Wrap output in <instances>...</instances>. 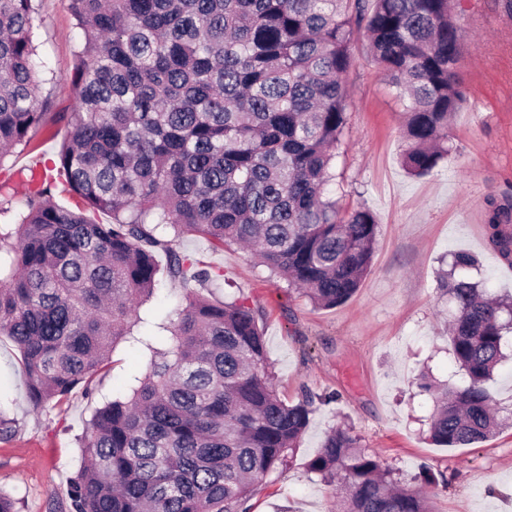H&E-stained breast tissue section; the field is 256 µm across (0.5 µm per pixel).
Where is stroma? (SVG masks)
I'll return each mask as SVG.
<instances>
[{
  "label": "stroma",
  "instance_id": "stroma-1",
  "mask_svg": "<svg viewBox=\"0 0 512 512\" xmlns=\"http://www.w3.org/2000/svg\"><path fill=\"white\" fill-rule=\"evenodd\" d=\"M33 24L42 93L57 110L70 109V75L82 40L68 0H37ZM456 22L466 33L457 71L465 102L450 127V151L436 170L413 177L401 164L403 105L358 37L345 82L350 107L329 195L370 210L380 224L371 268L355 294L332 309L313 307L287 281L238 246L211 250L188 237L178 251L224 273L213 291L244 298L259 312L279 396L337 394L317 405L294 457L258 486L251 512H336V495L307 472L326 434L352 426L363 447L376 452L414 485L420 466L442 480L430 486L435 512H512V359L496 368L489 390L503 428L467 448H436L426 440L433 404L418 387L422 372L462 384L449 353L448 322L455 312L440 278L452 253L476 255L467 278L485 280L497 294L512 293V266L489 246L485 200L512 201V0H458ZM185 291L174 280L160 285L141 309L154 323L175 318ZM149 355L118 344L98 375L97 391L74 389L59 406L33 408L27 376L11 341L0 336V414L15 434L0 441V491L18 512H56L68 479L81 465L78 439L105 400L125 396Z\"/></svg>",
  "mask_w": 512,
  "mask_h": 512
}]
</instances>
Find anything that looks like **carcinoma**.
Listing matches in <instances>:
<instances>
[{
    "label": "carcinoma",
    "mask_w": 512,
    "mask_h": 512,
    "mask_svg": "<svg viewBox=\"0 0 512 512\" xmlns=\"http://www.w3.org/2000/svg\"><path fill=\"white\" fill-rule=\"evenodd\" d=\"M83 40L75 106L48 112L34 62L35 0H0V164L67 133L51 164L29 166L23 206L0 182V336L20 352L38 409L87 396L125 339L150 360L132 394L96 410L68 512H250L258 485L287 466L314 398L277 393L257 311L196 294L160 323L167 348L134 335L159 276L206 288L221 271L173 248L184 236L248 248L318 308L348 301L367 275L380 229L364 208L325 196L347 125L344 77L355 36L406 98L402 162L431 174L448 155L463 104V32L455 0H69ZM78 199L55 198L57 182ZM111 216L107 224L90 218ZM485 233L512 265V203L487 199ZM443 276L455 306L450 355L463 386L421 375L429 439L464 448L498 423L488 388L508 359L512 294L491 298ZM307 471L345 490L341 512H433L418 489L360 445L349 426L324 438Z\"/></svg>",
    "instance_id": "1"
}]
</instances>
